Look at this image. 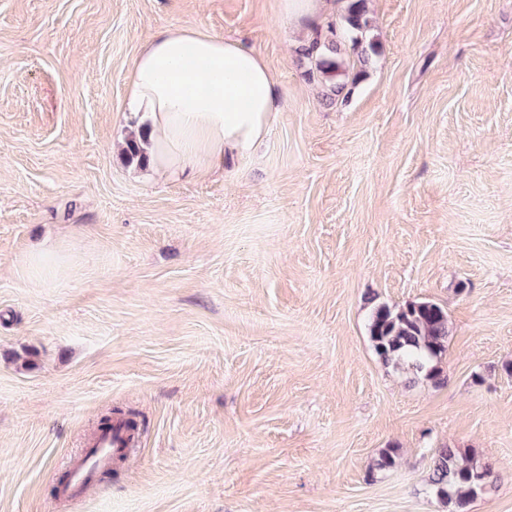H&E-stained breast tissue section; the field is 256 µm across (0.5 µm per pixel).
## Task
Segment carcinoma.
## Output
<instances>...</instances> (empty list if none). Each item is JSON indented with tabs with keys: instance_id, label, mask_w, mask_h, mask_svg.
I'll return each mask as SVG.
<instances>
[{
	"instance_id": "carcinoma-1",
	"label": "carcinoma",
	"mask_w": 512,
	"mask_h": 512,
	"mask_svg": "<svg viewBox=\"0 0 512 512\" xmlns=\"http://www.w3.org/2000/svg\"><path fill=\"white\" fill-rule=\"evenodd\" d=\"M370 28L366 0H345L341 20L329 19L316 28L313 36L298 49L307 60L309 79L328 90V99L343 94L349 65L342 58L341 44L348 33L354 46L362 44ZM144 137L132 134L126 139L125 154L131 161L144 162ZM368 336L378 358L408 382L421 379L435 386L447 383L442 363L450 336L448 312L441 304L424 300L393 308L373 304L368 319ZM430 491L448 507V512H469V506L493 478L491 467L458 448L433 449Z\"/></svg>"
}]
</instances>
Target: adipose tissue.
Wrapping results in <instances>:
<instances>
[{
    "instance_id": "adipose-tissue-1",
    "label": "adipose tissue",
    "mask_w": 512,
    "mask_h": 512,
    "mask_svg": "<svg viewBox=\"0 0 512 512\" xmlns=\"http://www.w3.org/2000/svg\"><path fill=\"white\" fill-rule=\"evenodd\" d=\"M126 96L147 121L154 168L170 177L212 171L226 154L247 152L284 107L259 53L192 25L164 30L142 47Z\"/></svg>"
}]
</instances>
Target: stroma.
<instances>
[{"label": "stroma", "mask_w": 512, "mask_h": 512, "mask_svg": "<svg viewBox=\"0 0 512 512\" xmlns=\"http://www.w3.org/2000/svg\"><path fill=\"white\" fill-rule=\"evenodd\" d=\"M367 10L332 104L279 0H0V512H444L442 445L493 469L470 512H512V0ZM188 24L259 53L286 104L223 169L168 178L122 152L145 127L126 80ZM425 299L440 388L367 332L371 301ZM115 408L138 448L59 500Z\"/></svg>", "instance_id": "1"}]
</instances>
